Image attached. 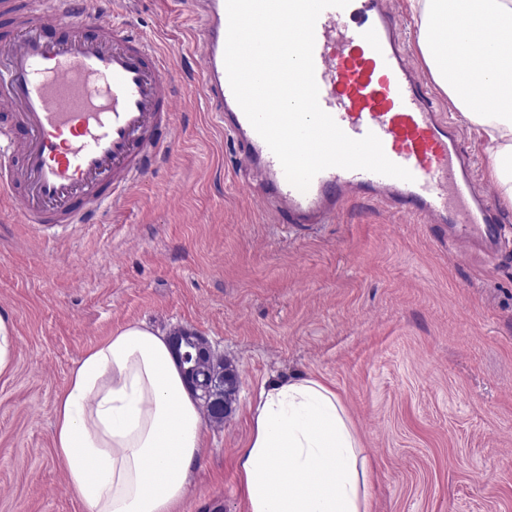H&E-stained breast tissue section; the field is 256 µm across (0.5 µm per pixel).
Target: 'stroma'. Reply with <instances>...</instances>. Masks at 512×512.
Returning a JSON list of instances; mask_svg holds the SVG:
<instances>
[{
    "label": "stroma",
    "mask_w": 512,
    "mask_h": 512,
    "mask_svg": "<svg viewBox=\"0 0 512 512\" xmlns=\"http://www.w3.org/2000/svg\"><path fill=\"white\" fill-rule=\"evenodd\" d=\"M118 22L173 63L177 136L100 222L25 224L0 199V512H83L52 440L83 353L144 322L205 336L239 374L178 512H246L236 459L271 375L334 387L373 463L372 512H512V206L495 258L456 256L443 230L350 201L331 224H285L193 96L191 0H116ZM14 362L13 326L6 317L0 316V374L10 369Z\"/></svg>",
    "instance_id": "35a3bbf8"
}]
</instances>
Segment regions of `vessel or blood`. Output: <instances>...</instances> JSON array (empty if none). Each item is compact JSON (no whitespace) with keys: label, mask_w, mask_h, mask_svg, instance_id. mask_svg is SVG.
Here are the masks:
<instances>
[{"label":"vessel or blood","mask_w":512,"mask_h":512,"mask_svg":"<svg viewBox=\"0 0 512 512\" xmlns=\"http://www.w3.org/2000/svg\"><path fill=\"white\" fill-rule=\"evenodd\" d=\"M198 93L232 136L241 168L292 224L331 223L354 197L386 200L398 213L455 229L467 254L490 236L492 195L460 148L459 133L403 51L389 0L328 8L315 27L319 104L353 138L375 133L412 181L329 168L307 191L287 181L231 90L224 63L226 0H200ZM171 69L160 46L112 17V0H0V123L17 126L0 165V196L28 224H93L169 146L175 112Z\"/></svg>","instance_id":"vessel-or-blood-1"}]
</instances>
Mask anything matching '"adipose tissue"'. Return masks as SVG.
Here are the masks:
<instances>
[{"label":"adipose tissue","instance_id":"1","mask_svg":"<svg viewBox=\"0 0 512 512\" xmlns=\"http://www.w3.org/2000/svg\"><path fill=\"white\" fill-rule=\"evenodd\" d=\"M435 83L488 142L512 204V0H412ZM483 111H474L478 101ZM237 457L247 512H372V473L335 390L313 376L264 381ZM201 411L167 336L116 330L75 364L53 443L85 512H176L203 446Z\"/></svg>","mask_w":512,"mask_h":512}]
</instances>
